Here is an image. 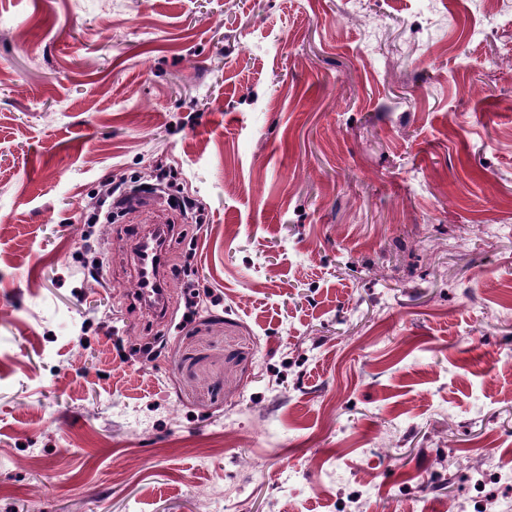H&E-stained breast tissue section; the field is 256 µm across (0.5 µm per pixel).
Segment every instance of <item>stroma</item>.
<instances>
[{"mask_svg":"<svg viewBox=\"0 0 512 512\" xmlns=\"http://www.w3.org/2000/svg\"><path fill=\"white\" fill-rule=\"evenodd\" d=\"M490 454L512 0H0V512H444ZM135 248L138 250L141 257V265H140V277L144 286H151V290L156 298L164 297V286L160 280L154 278V268L160 262V258L158 255H155L154 251L150 252L146 245H144L143 240H137L134 244ZM150 264L151 272L149 273L147 267ZM151 277V279L148 278Z\"/></svg>","mask_w":512,"mask_h":512,"instance_id":"stroma-1","label":"stroma"}]
</instances>
